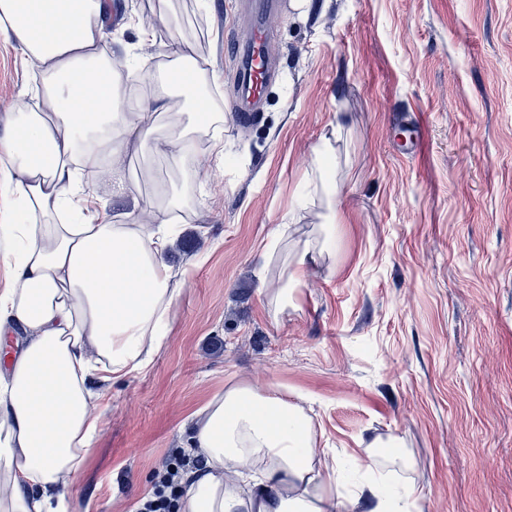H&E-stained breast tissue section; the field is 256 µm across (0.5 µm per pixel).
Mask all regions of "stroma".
<instances>
[{"mask_svg": "<svg viewBox=\"0 0 512 512\" xmlns=\"http://www.w3.org/2000/svg\"><path fill=\"white\" fill-rule=\"evenodd\" d=\"M241 0H173L205 37L223 105L238 96ZM268 45L277 78L257 120L224 128V157L171 249L184 272L148 368L103 384L101 426L71 488L81 512H132L186 448L216 393L277 391L310 417L313 448L349 491L351 464L397 439L378 472L413 486L410 512H512V0H285ZM156 0H105L113 59L155 65ZM36 70L0 27V135ZM418 135L412 156L395 138ZM334 162L319 175L315 150ZM153 180L96 192L112 223L152 215ZM315 259L287 304L286 265Z\"/></svg>", "mask_w": 512, "mask_h": 512, "instance_id": "obj_1", "label": "stroma"}]
</instances>
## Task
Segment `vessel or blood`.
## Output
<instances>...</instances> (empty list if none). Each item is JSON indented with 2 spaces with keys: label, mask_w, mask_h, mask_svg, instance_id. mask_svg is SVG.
<instances>
[{
  "label": "vessel or blood",
  "mask_w": 512,
  "mask_h": 512,
  "mask_svg": "<svg viewBox=\"0 0 512 512\" xmlns=\"http://www.w3.org/2000/svg\"><path fill=\"white\" fill-rule=\"evenodd\" d=\"M269 39L268 28L257 19L247 35L234 42V56L239 61L237 76L246 90L245 98L231 107L238 127L244 128L255 122L258 106L275 77L276 69L266 50Z\"/></svg>",
  "instance_id": "vessel-or-blood-1"
}]
</instances>
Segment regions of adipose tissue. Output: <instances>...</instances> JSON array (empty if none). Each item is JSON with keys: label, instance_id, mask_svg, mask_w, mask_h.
I'll return each mask as SVG.
<instances>
[{"label": "adipose tissue", "instance_id": "ef3b65f1", "mask_svg": "<svg viewBox=\"0 0 512 512\" xmlns=\"http://www.w3.org/2000/svg\"><path fill=\"white\" fill-rule=\"evenodd\" d=\"M170 0L155 19L168 28L175 67L142 78L154 105L130 108L104 50L102 0H0V27L40 66L43 107L15 113L0 136V512H69V490L99 430L94 381L141 372L159 348L179 292L166 262L185 207L157 190L156 225L79 220L111 166L115 187L132 177L128 152L161 159L195 182L185 157L211 136L223 152L224 114L211 72L170 26ZM302 408L234 385L195 414L190 447L206 470L187 478L182 512H357L360 496L337 491L314 460Z\"/></svg>", "mask_w": 512, "mask_h": 512}]
</instances>
